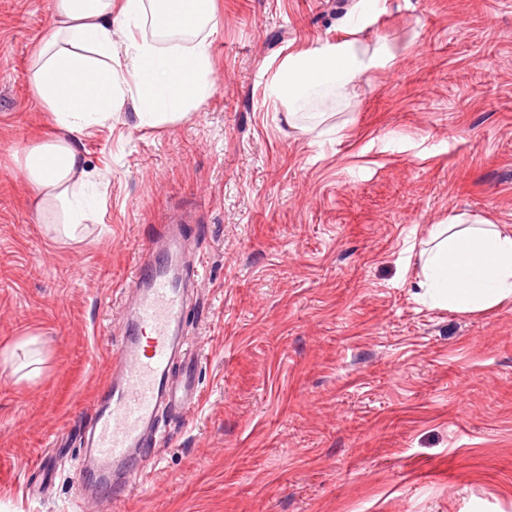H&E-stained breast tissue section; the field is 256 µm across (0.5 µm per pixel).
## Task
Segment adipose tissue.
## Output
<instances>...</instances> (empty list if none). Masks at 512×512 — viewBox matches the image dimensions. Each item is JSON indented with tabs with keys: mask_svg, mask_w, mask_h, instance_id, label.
<instances>
[{
	"mask_svg": "<svg viewBox=\"0 0 512 512\" xmlns=\"http://www.w3.org/2000/svg\"><path fill=\"white\" fill-rule=\"evenodd\" d=\"M213 0H53L50 37L38 49L30 84L38 104L51 112L58 136L26 150L20 164L36 207L56 209L55 233L76 238L94 214L89 174L76 136L102 125L133 101L140 125L182 120L206 98ZM152 22L156 36L136 37ZM124 41L115 44L113 36ZM169 37L158 47L156 37ZM190 45H180L183 37ZM351 42L288 55L271 86L286 122L309 109L317 94L343 93L376 66ZM424 297L460 313L490 310L512 300V230L485 219L463 225L459 217L432 225L419 253Z\"/></svg>",
	"mask_w": 512,
	"mask_h": 512,
	"instance_id": "obj_1",
	"label": "adipose tissue"
}]
</instances>
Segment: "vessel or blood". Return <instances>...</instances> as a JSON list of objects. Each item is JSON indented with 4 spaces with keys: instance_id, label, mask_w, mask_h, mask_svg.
Wrapping results in <instances>:
<instances>
[{
    "instance_id": "obj_1",
    "label": "vessel or blood",
    "mask_w": 512,
    "mask_h": 512,
    "mask_svg": "<svg viewBox=\"0 0 512 512\" xmlns=\"http://www.w3.org/2000/svg\"><path fill=\"white\" fill-rule=\"evenodd\" d=\"M182 231L166 225L165 239L136 257L126 285L127 322L112 358V380L98 396L82 442L94 468L86 498L93 512L124 501L128 489L145 479L139 461L157 445L160 412L176 405L187 410L199 401L202 348L186 345L180 331L202 259H182L174 244ZM175 361L182 364L177 376L170 371Z\"/></svg>"
}]
</instances>
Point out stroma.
I'll use <instances>...</instances> for the list:
<instances>
[{"instance_id": "stroma-1", "label": "stroma", "mask_w": 512, "mask_h": 512, "mask_svg": "<svg viewBox=\"0 0 512 512\" xmlns=\"http://www.w3.org/2000/svg\"><path fill=\"white\" fill-rule=\"evenodd\" d=\"M215 3L209 95L79 135L98 210L53 241L18 163L55 133L30 85L51 0H0V349L41 361L0 366V512H72L132 262L177 222L204 257L201 401L114 512H512V301L418 288L432 225L512 227V0ZM344 40L393 57L289 127L282 61Z\"/></svg>"}]
</instances>
